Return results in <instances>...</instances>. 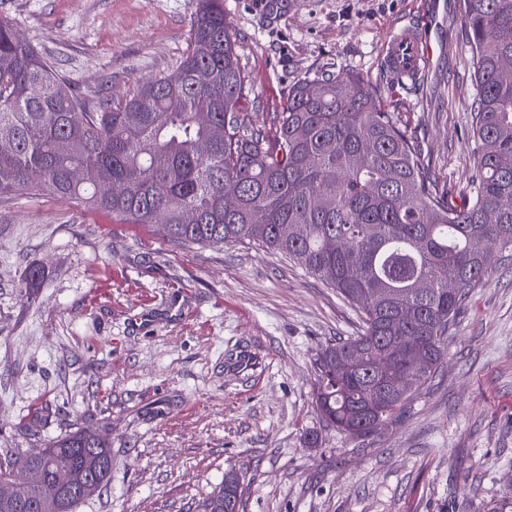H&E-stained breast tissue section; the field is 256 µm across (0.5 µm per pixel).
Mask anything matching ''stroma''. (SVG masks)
Masks as SVG:
<instances>
[{"label": "stroma", "mask_w": 512, "mask_h": 512, "mask_svg": "<svg viewBox=\"0 0 512 512\" xmlns=\"http://www.w3.org/2000/svg\"><path fill=\"white\" fill-rule=\"evenodd\" d=\"M455 2L224 0L251 80L244 114L267 125L296 82L360 76L461 200L476 85ZM195 8L0 0V20L113 104L177 67ZM409 23L429 31L430 60L404 85L381 53ZM360 330L334 288L262 247L180 245L65 200L0 198V448L32 454L79 429L111 443L108 486L77 512H199L230 470L240 512H482L512 490V260L472 289L436 378L353 439L320 421L313 390L319 350Z\"/></svg>", "instance_id": "obj_1"}]
</instances>
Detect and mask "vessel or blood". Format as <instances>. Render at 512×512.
I'll return each instance as SVG.
<instances>
[{"label":"vessel or blood","instance_id":"obj_1","mask_svg":"<svg viewBox=\"0 0 512 512\" xmlns=\"http://www.w3.org/2000/svg\"><path fill=\"white\" fill-rule=\"evenodd\" d=\"M430 57L429 37L425 27L409 24L392 31L386 38L382 60L400 81H415Z\"/></svg>","mask_w":512,"mask_h":512}]
</instances>
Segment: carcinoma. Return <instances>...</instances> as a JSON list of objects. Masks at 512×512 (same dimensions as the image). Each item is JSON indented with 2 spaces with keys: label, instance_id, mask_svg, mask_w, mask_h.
I'll return each instance as SVG.
<instances>
[{
  "label": "carcinoma",
  "instance_id": "cac0c4a2",
  "mask_svg": "<svg viewBox=\"0 0 512 512\" xmlns=\"http://www.w3.org/2000/svg\"><path fill=\"white\" fill-rule=\"evenodd\" d=\"M457 9L477 89L476 174L459 203L359 76L301 81L270 127L247 124L246 74L222 0H197L176 70L94 111L1 20L0 198L27 190L158 224L174 243H255L294 261L360 313L359 335L317 354L314 401L327 425L369 437L406 409L396 374L430 383L471 288L512 259V0H457ZM226 183L238 192L233 209ZM32 469L43 475L37 488L25 484ZM60 471L104 487L112 447L78 431L36 457L0 460V482L18 487L0 512H75L83 499L58 497ZM226 501L239 512L241 485L219 487L202 512H224Z\"/></svg>",
  "mask_w": 512,
  "mask_h": 512
}]
</instances>
